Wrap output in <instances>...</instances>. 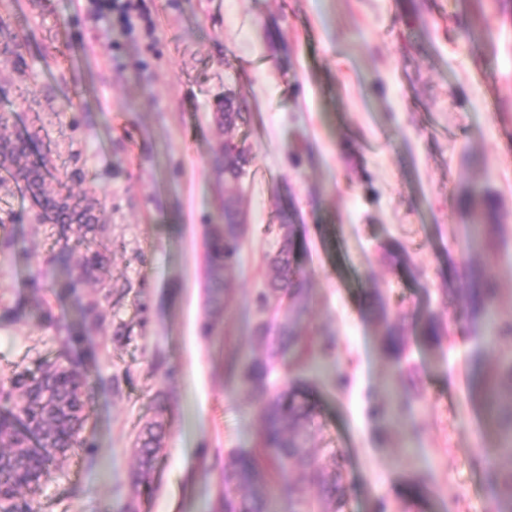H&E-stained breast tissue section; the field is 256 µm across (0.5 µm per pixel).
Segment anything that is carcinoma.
Returning a JSON list of instances; mask_svg holds the SVG:
<instances>
[{
    "label": "carcinoma",
    "instance_id": "carcinoma-1",
    "mask_svg": "<svg viewBox=\"0 0 512 512\" xmlns=\"http://www.w3.org/2000/svg\"><path fill=\"white\" fill-rule=\"evenodd\" d=\"M224 117V151L215 153L212 164L218 178L224 180V200L221 203L223 223L209 225L205 245L206 306L208 318L204 335L210 336L215 319L225 306L227 273L239 261L240 242L245 233L242 217L245 215L239 185L243 169L254 160L252 147L233 133L250 122L246 107L237 106ZM8 119L0 115V168L15 176L20 168L44 166L37 185L36 200L44 209H53L58 200H69L67 214L60 219V236L64 243L53 257L54 272L60 276L56 287L75 292L84 283L98 280L103 257L89 247L78 253L80 243L71 244L67 233L75 225L84 233L95 230L86 220L90 207L70 202L71 193L65 185L49 187L51 170L44 155L31 156L28 139L8 134ZM267 231L279 236L277 253L268 263L265 288L258 296L260 308L273 302L297 307L303 302L306 276L299 255L303 243L293 225L279 224ZM470 287L462 296L461 307L474 318H485L494 326V334L486 337L489 344L512 340V324L494 325L493 307L497 302V288L492 275L483 267L469 269ZM374 311L385 325L381 340L383 354L401 364L407 350L405 319L388 320L381 299H376ZM85 329L100 326L104 314L100 299L89 298L80 310ZM419 337L427 344L440 342L445 328L441 319L432 314L415 324ZM255 335L264 346V352L250 357L243 365H227L230 375L248 391L262 420L261 440L272 462L283 475L299 468L310 483L319 488L321 512H344L347 487L343 482L342 464L334 456L328 462L314 458L308 448L307 423L312 406L298 384L276 387L270 381L274 365L298 343V332L289 320L256 323ZM87 374L70 358L67 346H62L52 359L43 360L35 373H19L0 383V512H35L32 501L35 494L52 474L54 462L81 444V434L87 421ZM491 413L497 436V446L482 449L481 456L492 458L505 451L512 455V408L500 409L501 401L512 402V356L500 361V382L486 383L482 392ZM164 423L159 419L147 421L134 440L137 469L132 473L131 486L135 494L150 484L155 463L163 451ZM497 492L493 512H512V470L491 472ZM306 502L303 484H288V512H302ZM215 512H271L261 466L255 455L243 448L231 452L230 462L224 466L222 489Z\"/></svg>",
    "mask_w": 512,
    "mask_h": 512
}]
</instances>
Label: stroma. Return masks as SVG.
<instances>
[{"instance_id": "stroma-1", "label": "stroma", "mask_w": 512, "mask_h": 512, "mask_svg": "<svg viewBox=\"0 0 512 512\" xmlns=\"http://www.w3.org/2000/svg\"><path fill=\"white\" fill-rule=\"evenodd\" d=\"M146 5L149 44L93 24L83 0H0L19 35L0 53V112L92 204L112 287L103 326L81 330L78 297L46 276L53 225L0 183V381L36 370L71 334L90 381V445L57 463L37 512H214L230 450L260 445L256 407L225 366L260 350L269 224L294 225L308 276L290 314L308 350L278 372L306 390L308 448L344 460L345 512L382 500L393 512H492L477 461L487 412L472 387L512 345L476 338L460 297L466 268H489L495 317L512 322V0ZM229 81L252 114L240 131L255 155L249 230L207 337L204 240L224 194L213 111ZM477 183L489 203L471 201ZM489 204L497 230L477 245ZM375 295L390 316L433 313L447 329L438 346L409 335L412 375L380 350ZM411 379L420 397L406 409ZM155 417L165 451L136 497L132 443Z\"/></svg>"}]
</instances>
